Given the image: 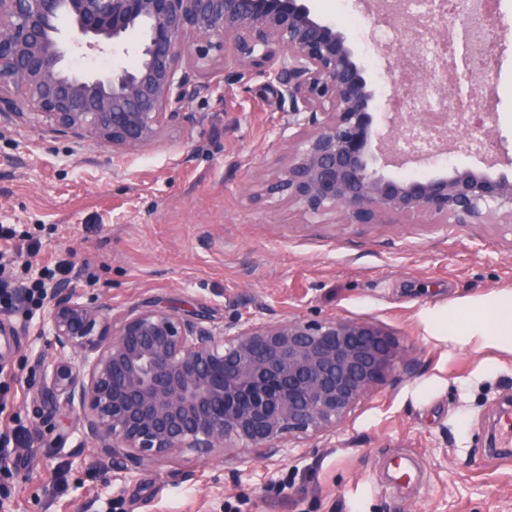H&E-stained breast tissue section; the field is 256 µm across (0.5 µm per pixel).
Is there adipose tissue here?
<instances>
[{
	"instance_id": "1",
	"label": "adipose tissue",
	"mask_w": 512,
	"mask_h": 512,
	"mask_svg": "<svg viewBox=\"0 0 512 512\" xmlns=\"http://www.w3.org/2000/svg\"><path fill=\"white\" fill-rule=\"evenodd\" d=\"M422 317L433 336L460 345L476 340L485 348L512 353V290L428 308Z\"/></svg>"
}]
</instances>
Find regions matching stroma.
<instances>
[{
    "label": "stroma",
    "mask_w": 512,
    "mask_h": 512,
    "mask_svg": "<svg viewBox=\"0 0 512 512\" xmlns=\"http://www.w3.org/2000/svg\"><path fill=\"white\" fill-rule=\"evenodd\" d=\"M345 33L378 111L400 84L378 13L365 0H312ZM350 15L364 16L362 27ZM499 65L480 99L512 173V0L495 18ZM191 119L132 154L0 116V225L18 232L0 252L42 243L33 268L58 260L82 301L124 311L159 299L237 318L371 319L399 336L411 375L367 396L336 433L269 460L234 453L130 467L83 444L78 413L45 402L33 369L48 353L42 311L0 309V413L37 451L11 448L0 469V512H512V457L489 449L491 425L512 404V354L429 335L424 309L512 290V226L432 224L416 213L379 224L330 214L313 223L295 206L251 198L285 162L288 114L264 79L215 74ZM416 459L423 484H390L387 461Z\"/></svg>",
    "instance_id": "35a3bbf8"
}]
</instances>
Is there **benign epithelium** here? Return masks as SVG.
<instances>
[{"label":"benign epithelium","mask_w":512,"mask_h":512,"mask_svg":"<svg viewBox=\"0 0 512 512\" xmlns=\"http://www.w3.org/2000/svg\"><path fill=\"white\" fill-rule=\"evenodd\" d=\"M101 75L68 63L71 48L127 51ZM277 84L288 104V159L254 198L311 219L379 224L419 213L455 224H512V179L482 168L432 176L385 172L401 114L373 112L374 93L344 34L309 0H0V114L133 153L190 119L187 103L215 65ZM488 133L475 119L467 151ZM42 329L54 357L35 359L53 406L77 409L83 439L135 463L231 449L270 459L293 439L334 432L380 385L410 374L401 339L365 319L250 318L217 328L161 301L113 313L52 286Z\"/></svg>","instance_id":"7a95c632"}]
</instances>
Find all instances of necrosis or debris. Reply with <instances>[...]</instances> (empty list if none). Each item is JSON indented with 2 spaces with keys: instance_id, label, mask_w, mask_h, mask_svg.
Instances as JSON below:
<instances>
[{
  "instance_id": "4bbe7bcc",
  "label": "necrosis or debris",
  "mask_w": 512,
  "mask_h": 512,
  "mask_svg": "<svg viewBox=\"0 0 512 512\" xmlns=\"http://www.w3.org/2000/svg\"><path fill=\"white\" fill-rule=\"evenodd\" d=\"M435 25L409 30L395 50L396 66L402 74L401 92L391 101L395 111L409 113L404 133L419 136L420 146H427L430 124L421 115L432 112L445 115L449 128L469 132L475 107L477 79L496 70L495 51L487 37V17L500 0H479L463 18H456V0H446ZM446 72L460 87L459 104L448 109L440 101L431 82L434 74Z\"/></svg>"
}]
</instances>
